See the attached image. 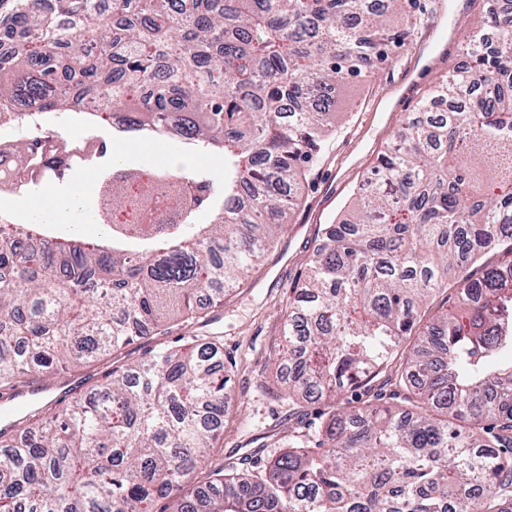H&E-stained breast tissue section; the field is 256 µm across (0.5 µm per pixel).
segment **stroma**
<instances>
[{
    "label": "stroma",
    "instance_id": "35a3bbf8",
    "mask_svg": "<svg viewBox=\"0 0 512 512\" xmlns=\"http://www.w3.org/2000/svg\"><path fill=\"white\" fill-rule=\"evenodd\" d=\"M404 10L425 16L445 13L449 40L413 39L393 48L386 62L338 90L336 127L327 138L320 158L311 166L290 222L253 270L247 283L224 299L221 306L204 310L187 322L175 321L158 336L135 341L114 358L87 368L61 372L45 383L42 401H56L59 387L76 385L78 393L105 381L113 366L144 358L162 347H177L199 337H219L224 364L234 380V395L213 458L230 463L242 457L267 462L291 432L320 422V406L289 402L284 382L272 361L279 351L283 314L295 297L324 225L348 217L352 194L367 176L380 150L390 141L401 120L416 111L458 64L465 34L477 22L478 0H405ZM72 139L95 136L98 144L122 150L131 167L187 169L214 182L224 178V161L215 154L188 149L180 140L126 138L115 140L110 128L88 127L72 119L64 128ZM98 171L75 170L62 180L46 184L52 192L79 188L86 208L98 204V173L111 172L106 154L95 158Z\"/></svg>",
    "mask_w": 512,
    "mask_h": 512
}]
</instances>
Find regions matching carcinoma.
<instances>
[{"mask_svg": "<svg viewBox=\"0 0 512 512\" xmlns=\"http://www.w3.org/2000/svg\"><path fill=\"white\" fill-rule=\"evenodd\" d=\"M0 0V127L22 112L63 122L88 97L117 133L223 153L224 183L158 172L139 200L177 219L112 225L108 244L60 241L0 219V392L23 375L91 363L172 312L221 304L285 227L320 155L333 93L386 60L421 22L402 0ZM494 25L496 51H482ZM471 62L402 120L326 224L288 306L277 370L324 425L263 469L210 460L233 392L219 338L126 362L71 404L0 429V512H512V14L484 15ZM16 189L62 178L91 153L61 133L0 138ZM140 171L112 166V207ZM218 196L210 223L197 212ZM493 263L483 261L490 252ZM452 307L418 334L402 401L366 389L422 306ZM211 467L206 485L189 476Z\"/></svg>", "mask_w": 512, "mask_h": 512, "instance_id": "carcinoma-1", "label": "carcinoma"}]
</instances>
